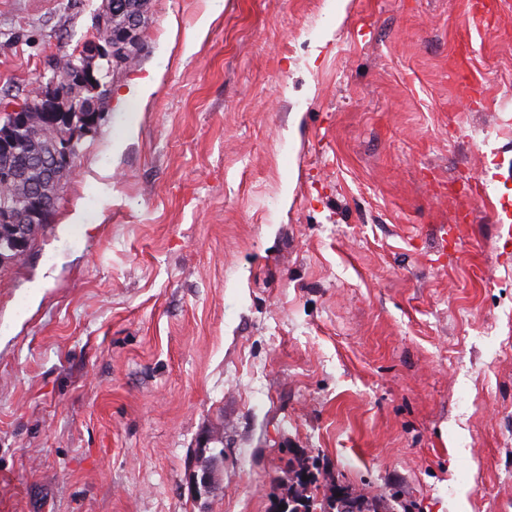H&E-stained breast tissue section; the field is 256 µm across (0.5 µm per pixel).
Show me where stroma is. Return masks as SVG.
Masks as SVG:
<instances>
[{
  "label": "stroma",
  "mask_w": 512,
  "mask_h": 512,
  "mask_svg": "<svg viewBox=\"0 0 512 512\" xmlns=\"http://www.w3.org/2000/svg\"><path fill=\"white\" fill-rule=\"evenodd\" d=\"M493 2L483 23L467 0H151L51 223L0 265V512H281L302 463L319 500L512 512V0ZM102 8L0 0V99ZM160 82V75L156 71H149L146 76L136 80L132 87L131 97L141 106H145L149 98L155 93Z\"/></svg>",
  "instance_id": "obj_1"
}]
</instances>
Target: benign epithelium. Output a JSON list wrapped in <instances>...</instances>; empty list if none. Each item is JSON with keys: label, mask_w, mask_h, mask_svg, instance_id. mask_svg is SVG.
Listing matches in <instances>:
<instances>
[{"label": "benign epithelium", "mask_w": 512, "mask_h": 512, "mask_svg": "<svg viewBox=\"0 0 512 512\" xmlns=\"http://www.w3.org/2000/svg\"><path fill=\"white\" fill-rule=\"evenodd\" d=\"M144 10L142 0H104L100 23L109 33L107 45L96 42L87 47L86 54L115 55L136 45ZM101 89L95 71L84 65L67 70L59 83L40 85L37 107L19 103L3 109L6 119L0 124V179L8 181L13 177V160L21 132L34 123L50 120L69 129L66 137L42 145L24 162L41 171L43 177L55 184L57 192H62L63 174L72 156L83 138L94 132L100 121L104 101ZM28 199L29 203L20 213L0 207V232L8 235L17 249L28 246L31 239L29 225L46 223L47 215L55 205V199L44 195L39 186L30 190ZM192 481L196 495L202 496L216 487L218 476L214 470L205 469L193 474Z\"/></svg>", "instance_id": "7a95c632"}]
</instances>
